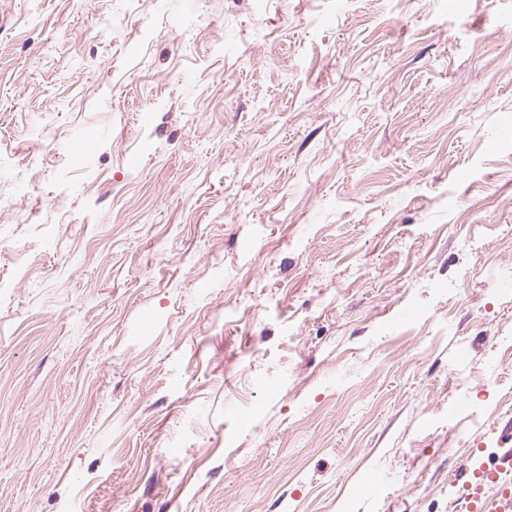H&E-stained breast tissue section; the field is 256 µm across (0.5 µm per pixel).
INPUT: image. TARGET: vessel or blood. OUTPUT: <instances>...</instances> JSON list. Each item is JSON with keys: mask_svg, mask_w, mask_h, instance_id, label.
<instances>
[{"mask_svg": "<svg viewBox=\"0 0 512 512\" xmlns=\"http://www.w3.org/2000/svg\"><path fill=\"white\" fill-rule=\"evenodd\" d=\"M462 512H512V452L500 465L469 474Z\"/></svg>", "mask_w": 512, "mask_h": 512, "instance_id": "b4317fda", "label": "vessel or blood"}]
</instances>
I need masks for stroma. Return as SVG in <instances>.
I'll return each instance as SVG.
<instances>
[{"instance_id":"obj_1","label":"stroma","mask_w":512,"mask_h":512,"mask_svg":"<svg viewBox=\"0 0 512 512\" xmlns=\"http://www.w3.org/2000/svg\"><path fill=\"white\" fill-rule=\"evenodd\" d=\"M503 267L512 0H0V512H457Z\"/></svg>"}]
</instances>
